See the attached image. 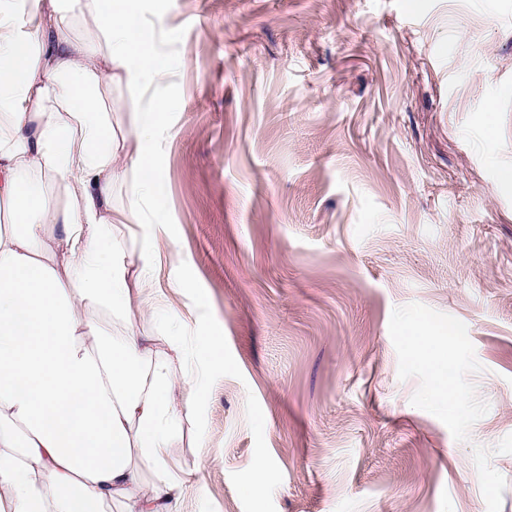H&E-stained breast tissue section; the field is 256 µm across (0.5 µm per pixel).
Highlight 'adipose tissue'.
I'll use <instances>...</instances> for the list:
<instances>
[{"mask_svg":"<svg viewBox=\"0 0 512 512\" xmlns=\"http://www.w3.org/2000/svg\"><path fill=\"white\" fill-rule=\"evenodd\" d=\"M169 81L137 0H0V512H176L203 467L172 451L197 412L188 354L223 362V332L144 333L167 319L153 281L167 228L133 229L143 205L164 208L152 134L177 99L132 113L128 142L102 98ZM400 334L455 405L445 330L421 318Z\"/></svg>","mask_w":512,"mask_h":512,"instance_id":"1","label":"adipose tissue"}]
</instances>
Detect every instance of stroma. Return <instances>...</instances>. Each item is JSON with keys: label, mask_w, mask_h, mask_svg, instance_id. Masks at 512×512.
Here are the masks:
<instances>
[{"label": "stroma", "mask_w": 512, "mask_h": 512, "mask_svg": "<svg viewBox=\"0 0 512 512\" xmlns=\"http://www.w3.org/2000/svg\"><path fill=\"white\" fill-rule=\"evenodd\" d=\"M138 13L180 99L155 286L172 329L223 330L178 512H512V0ZM419 317L451 330L455 410ZM409 356L434 373L437 385L435 398L448 406H454L458 397L454 388L453 375L447 368V359L441 342L448 331L433 325L425 318L406 322L400 330Z\"/></svg>", "instance_id": "1"}]
</instances>
